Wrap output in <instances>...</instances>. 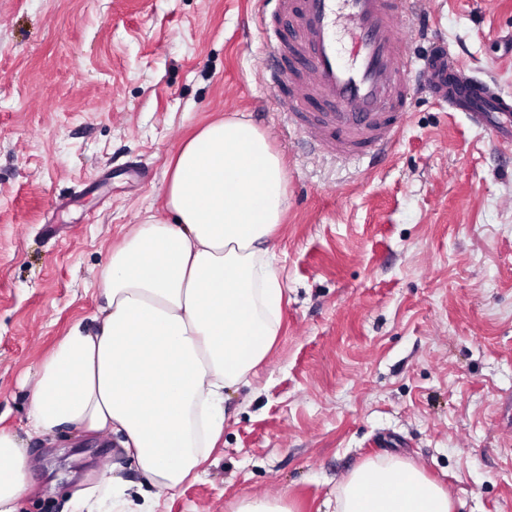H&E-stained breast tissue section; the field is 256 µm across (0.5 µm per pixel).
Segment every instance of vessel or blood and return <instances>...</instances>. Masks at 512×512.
<instances>
[{"mask_svg":"<svg viewBox=\"0 0 512 512\" xmlns=\"http://www.w3.org/2000/svg\"><path fill=\"white\" fill-rule=\"evenodd\" d=\"M282 29L268 64L278 79L279 108L314 153L334 160L384 158L409 111V82L438 95L475 124L496 117L512 138V105L489 84L461 76L450 87L441 43L415 54L408 0H260Z\"/></svg>","mask_w":512,"mask_h":512,"instance_id":"obj_1","label":"vessel or blood"}]
</instances>
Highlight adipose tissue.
<instances>
[{"label":"adipose tissue","mask_w":512,"mask_h":512,"mask_svg":"<svg viewBox=\"0 0 512 512\" xmlns=\"http://www.w3.org/2000/svg\"><path fill=\"white\" fill-rule=\"evenodd\" d=\"M175 223L137 225L113 247L93 327L73 325L40 367L25 436L0 428V512L30 490L25 438L63 427L118 434L153 486L173 491L224 433V389L267 357L284 293L270 252L288 208L283 160L249 119L211 122L175 154L164 189ZM128 486L112 470L80 491L79 512H113ZM335 512H454L416 465L369 461Z\"/></svg>","instance_id":"1"}]
</instances>
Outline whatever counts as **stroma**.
I'll return each instance as SVG.
<instances>
[{
	"mask_svg": "<svg viewBox=\"0 0 512 512\" xmlns=\"http://www.w3.org/2000/svg\"><path fill=\"white\" fill-rule=\"evenodd\" d=\"M430 37L512 98V0H423ZM257 0H0V427L24 433L25 377L90 323L113 245L167 221L178 147L245 116L285 162L270 244L284 302L224 435L163 512L283 496L328 512L368 461L400 458L455 512H512V140L418 88L387 162L310 152L277 110ZM21 512H72L117 436L27 441Z\"/></svg>",
	"mask_w": 512,
	"mask_h": 512,
	"instance_id": "1",
	"label": "stroma"
}]
</instances>
